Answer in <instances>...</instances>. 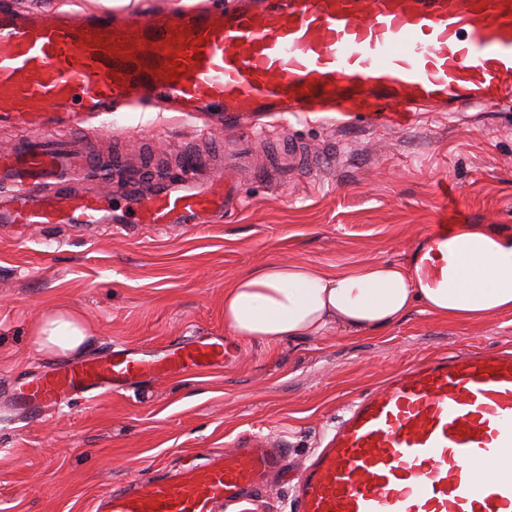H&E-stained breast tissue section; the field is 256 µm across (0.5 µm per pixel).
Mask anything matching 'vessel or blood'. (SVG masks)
Here are the masks:
<instances>
[{
	"instance_id": "b4317fda",
	"label": "vessel or blood",
	"mask_w": 512,
	"mask_h": 512,
	"mask_svg": "<svg viewBox=\"0 0 512 512\" xmlns=\"http://www.w3.org/2000/svg\"><path fill=\"white\" fill-rule=\"evenodd\" d=\"M512 103V0H144L63 14L0 0V224H194L243 200L214 153L139 167L95 156L86 124L115 112L224 115L225 144L268 118L329 112L403 128L462 102ZM222 337L163 353L109 350L17 387L22 408L141 377L223 366ZM286 449L248 436L200 466L101 494L97 512H241ZM491 474L476 483L473 463ZM296 512H512V353L421 361L363 393L305 463Z\"/></svg>"
}]
</instances>
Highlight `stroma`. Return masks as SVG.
Masks as SVG:
<instances>
[{"label":"stroma","instance_id":"obj_1","mask_svg":"<svg viewBox=\"0 0 512 512\" xmlns=\"http://www.w3.org/2000/svg\"><path fill=\"white\" fill-rule=\"evenodd\" d=\"M112 123L133 151L183 150L193 136L177 113L119 112ZM266 133L269 150L289 136L332 163L275 190L238 174L242 207L197 224L0 226V512H93L103 491L202 463L249 434L285 444L293 474L346 406L392 372L431 356L512 350V314L452 323L416 309L386 330L280 343L224 325L225 288L270 261L402 263L444 222L512 234V112L465 104L404 129L312 120ZM52 304L83 313L93 356L201 335L223 337L232 356L217 372L141 378L22 410L13 388L58 364L33 336Z\"/></svg>","mask_w":512,"mask_h":512}]
</instances>
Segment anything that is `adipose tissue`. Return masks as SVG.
<instances>
[{
  "mask_svg": "<svg viewBox=\"0 0 512 512\" xmlns=\"http://www.w3.org/2000/svg\"><path fill=\"white\" fill-rule=\"evenodd\" d=\"M422 308L456 322L512 313V235L456 224L429 235L408 262L370 260L342 270L271 261L224 291V324L234 335L271 342L390 328ZM91 331L80 312L44 316L35 341L64 358L86 350Z\"/></svg>",
  "mask_w": 512,
  "mask_h": 512,
  "instance_id": "obj_1",
  "label": "adipose tissue"
}]
</instances>
